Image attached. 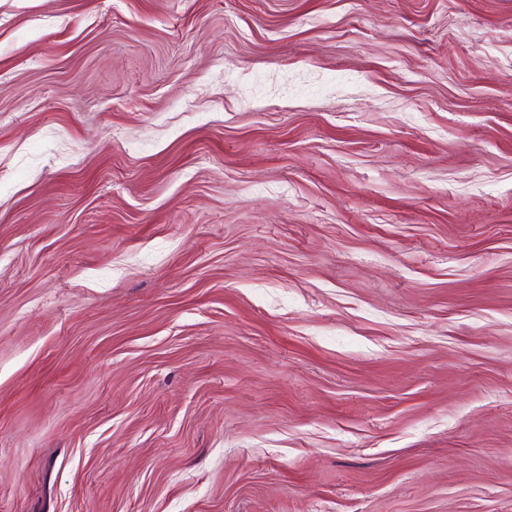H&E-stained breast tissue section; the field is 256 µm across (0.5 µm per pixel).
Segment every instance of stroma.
I'll list each match as a JSON object with an SVG mask.
<instances>
[{"instance_id": "1", "label": "stroma", "mask_w": 512, "mask_h": 512, "mask_svg": "<svg viewBox=\"0 0 512 512\" xmlns=\"http://www.w3.org/2000/svg\"><path fill=\"white\" fill-rule=\"evenodd\" d=\"M0 512H512V0H0Z\"/></svg>"}]
</instances>
